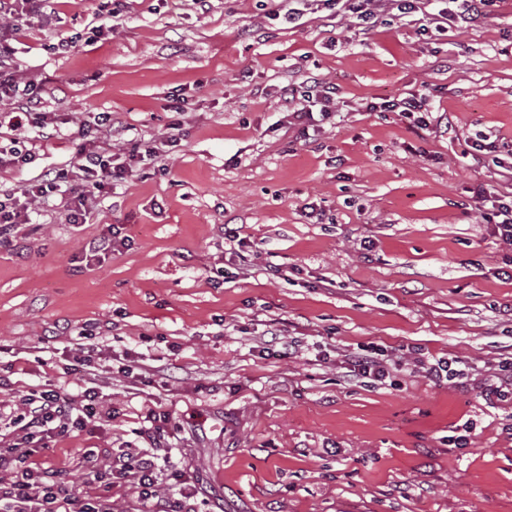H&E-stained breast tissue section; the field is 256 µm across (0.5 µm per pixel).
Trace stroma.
<instances>
[{"label":"stroma","mask_w":512,"mask_h":512,"mask_svg":"<svg viewBox=\"0 0 512 512\" xmlns=\"http://www.w3.org/2000/svg\"><path fill=\"white\" fill-rule=\"evenodd\" d=\"M100 3L56 0L54 30H20L19 70L70 133L41 139L9 114L37 159L0 170V189L69 164L71 132L97 112L124 126L117 151L170 134L179 145L167 172L135 171L90 223L46 213L0 247V401L91 387L105 412L38 460L95 491L82 449L144 448L135 430L151 408L181 426L166 467L193 476L199 512H512V402L481 395L512 359V246L472 199L512 194V168L469 148L483 137L512 158V0L425 35L390 0L364 34L342 13L272 21L258 0L205 14L127 0L106 46L43 50L99 25ZM301 70L341 93L306 138L277 95ZM422 88L426 129L363 107ZM112 229L127 245L86 259ZM88 325L100 356L74 372ZM271 328L296 354L257 351ZM371 345L388 382H348L343 361ZM453 356L465 366L450 381L415 366Z\"/></svg>","instance_id":"obj_1"}]
</instances>
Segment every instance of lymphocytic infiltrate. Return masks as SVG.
<instances>
[{
    "instance_id": "lymphocytic-infiltrate-1",
    "label": "lymphocytic infiltrate",
    "mask_w": 512,
    "mask_h": 512,
    "mask_svg": "<svg viewBox=\"0 0 512 512\" xmlns=\"http://www.w3.org/2000/svg\"><path fill=\"white\" fill-rule=\"evenodd\" d=\"M50 0H0V104L24 111L30 126L42 136L60 134L54 112L45 107L43 87L23 77L16 64L17 34L20 24H38L46 28L54 20ZM337 89L307 75L299 86H284L280 100L290 126L306 132L315 118H330L336 109ZM122 128L112 123L108 113L81 124L75 161L68 168L47 171L27 183L21 192L0 191V246L11 245V229L33 223L38 207L58 206L65 223H87L100 197L130 174L143 161L162 162L164 148H176L178 141L169 137L162 147L133 148L124 154L112 151L113 140L122 138ZM475 202L485 219L493 223L500 239L512 245V199L477 189ZM99 395L86 389L69 397L60 389L36 390L25 395L14 423L25 434L12 446L0 451V470L11 471V480L0 479V512H112V500L104 494L78 492L61 478L58 471L39 466L33 460L34 446L48 445L53 438L80 431L95 422ZM147 425L138 435L147 449L110 455L105 476L130 485L137 502L135 512H197L193 503L195 490L184 473L166 475L160 452L177 434L168 415L148 410ZM173 478L176 496H163L160 488L165 478Z\"/></svg>"
}]
</instances>
